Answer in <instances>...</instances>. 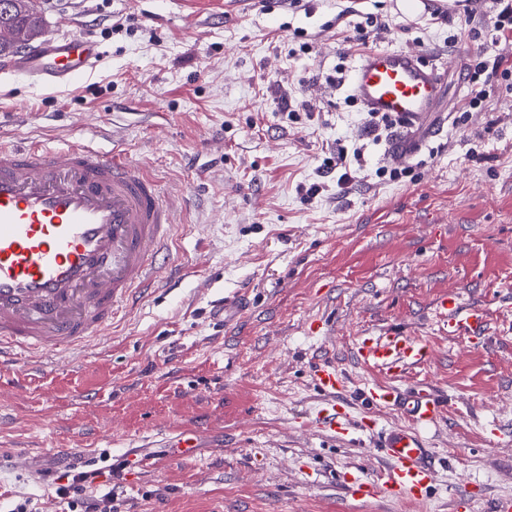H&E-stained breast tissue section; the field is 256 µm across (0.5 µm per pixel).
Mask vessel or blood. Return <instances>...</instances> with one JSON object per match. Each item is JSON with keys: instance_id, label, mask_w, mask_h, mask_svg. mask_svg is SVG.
<instances>
[{"instance_id": "b4317fda", "label": "vessel or blood", "mask_w": 512, "mask_h": 512, "mask_svg": "<svg viewBox=\"0 0 512 512\" xmlns=\"http://www.w3.org/2000/svg\"><path fill=\"white\" fill-rule=\"evenodd\" d=\"M104 57L99 43L71 34L20 50L13 68L39 82L70 83ZM349 89L364 111L402 118L414 128H430L431 115L442 110L439 68L414 50L365 52ZM419 147L393 139L386 159L404 163ZM175 222L176 210L157 181L119 150L81 142L0 145V363L62 355L104 336L136 290L167 278ZM437 307L453 334L482 324L478 312H463L454 294H444ZM357 354L390 376L367 389V402L396 411L403 423L380 434L391 463L382 481L352 477L346 491L356 500L424 502L435 466L422 433L437 423L443 405L431 388L405 391L397 380L425 362L429 350L391 328L363 336ZM314 383L330 399L321 420L335 428L345 413L335 403L345 380L326 362L316 368Z\"/></svg>"}]
</instances>
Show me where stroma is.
Segmentation results:
<instances>
[{
  "label": "stroma",
  "instance_id": "1",
  "mask_svg": "<svg viewBox=\"0 0 512 512\" xmlns=\"http://www.w3.org/2000/svg\"><path fill=\"white\" fill-rule=\"evenodd\" d=\"M396 0H361L385 22L373 48L423 49L445 68L448 108L408 177L377 176L386 144L365 136L347 192L318 168L362 129L347 85L360 53L338 30L332 0H35L47 36L98 41L105 60L69 85L36 84L0 61V141L58 146L87 134L125 150L185 204L170 241V283L137 293L96 347L43 370L7 369L0 392V508L17 495L56 502L57 451L82 449L112 512H490L512 495V86L470 82L458 56L512 58V41L449 45L463 19L421 13L402 29ZM312 46L302 52V43ZM489 91L468 109L472 86ZM314 106L292 122L281 97ZM325 189L307 198L316 181ZM456 291L484 309L487 328L452 336L435 306ZM247 305L234 321L220 298ZM402 329L430 359L405 386L424 384L447 410L424 433L435 458L430 497L416 504L346 495L343 474L383 477L378 432L401 424L366 407L384 381L358 358L367 331ZM345 378L347 435L318 418L321 362ZM374 422L362 429L361 418ZM193 435L189 453L169 441ZM149 445L156 464H131ZM471 496H463L464 488Z\"/></svg>",
  "mask_w": 512,
  "mask_h": 512
}]
</instances>
